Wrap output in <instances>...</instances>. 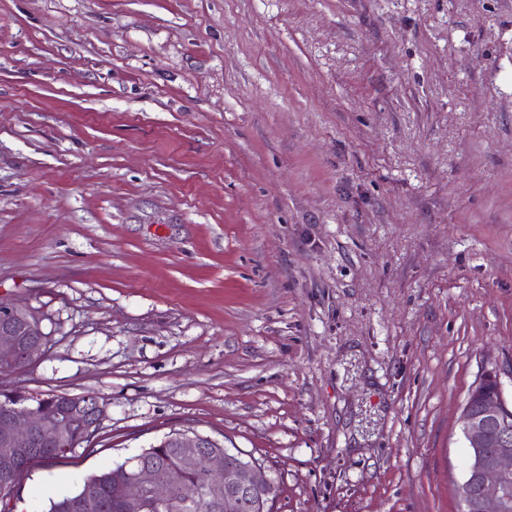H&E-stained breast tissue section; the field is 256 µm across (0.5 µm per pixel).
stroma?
<instances>
[{"label":"stroma","mask_w":512,"mask_h":512,"mask_svg":"<svg viewBox=\"0 0 512 512\" xmlns=\"http://www.w3.org/2000/svg\"><path fill=\"white\" fill-rule=\"evenodd\" d=\"M0 301L97 394L14 512L196 432L273 512H459L512 403V0H0ZM512 406L499 377L485 374L466 396L460 416L468 442L460 512H512Z\"/></svg>","instance_id":"stroma-1"}]
</instances>
